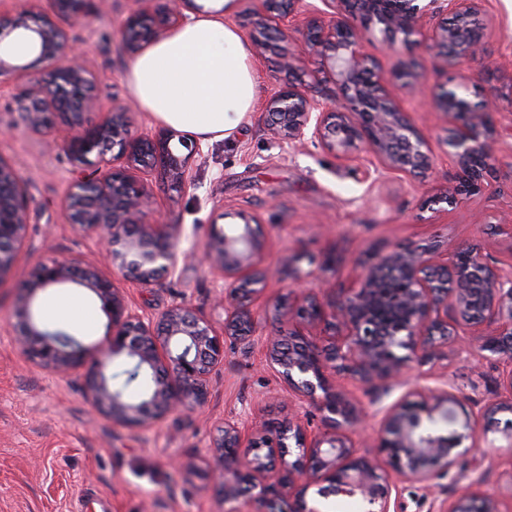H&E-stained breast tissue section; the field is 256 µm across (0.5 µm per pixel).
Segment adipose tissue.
I'll list each match as a JSON object with an SVG mask.
<instances>
[{
	"instance_id": "adipose-tissue-1",
	"label": "adipose tissue",
	"mask_w": 512,
	"mask_h": 512,
	"mask_svg": "<svg viewBox=\"0 0 512 512\" xmlns=\"http://www.w3.org/2000/svg\"><path fill=\"white\" fill-rule=\"evenodd\" d=\"M126 82L154 121L203 141L228 138L257 95L248 47L236 27L210 13L138 56Z\"/></svg>"
}]
</instances>
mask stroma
Returning <instances> with one entry per match:
<instances>
[{"label": "stroma", "instance_id": "35a3bbf8", "mask_svg": "<svg viewBox=\"0 0 512 512\" xmlns=\"http://www.w3.org/2000/svg\"><path fill=\"white\" fill-rule=\"evenodd\" d=\"M136 0H90V10L73 22L71 34L94 74V90L105 106L129 107L134 130L158 126L136 106L126 84L130 60L118 44L121 26L137 9ZM490 54L486 59L442 70L423 43L404 42L373 28L364 49L384 76L403 65L414 66L421 93L395 92L429 139L431 162L416 175L375 173V160L361 154L347 165L311 140L291 145L265 128L267 100L288 80L274 55L252 56L257 84L253 109L230 138L204 143L201 155L188 162L191 184L173 191L159 174L149 178L151 208L179 225L180 260L175 273L144 286L115 274L133 307L156 316L184 304L209 322L224 327L219 305L224 281L201 261L212 227L236 224L239 211H253L263 222L264 266L272 277L254 303L258 334L250 349L225 342L224 360L213 370L205 406L192 416L172 412L144 428H128L94 412L86 400L84 378L60 380L28 363L14 342L13 325L20 285L30 268L52 258L99 262L97 239L74 231L62 203L75 177L61 129L34 131L21 123L15 96L23 81L0 76V156L29 176L33 220L14 267L0 282V512H80L84 493L97 495L94 512H225L218 481L205 457L225 420L237 421L243 433L290 417L317 420L312 405L289 399L280 375L267 362L268 339L287 333L288 322L272 304L289 292L311 290L334 299L351 287L363 268L392 249L441 244L457 251L479 247L494 267L512 265V0H486ZM478 104L496 97L492 123L502 142L498 178L481 193L456 205L424 207L425 199L443 189L455 172L448 156V122L426 103L440 84ZM371 176H364V169ZM75 295L71 318L50 314L56 291L38 292L35 312L50 329L76 336L83 346L105 343L111 330L100 301L87 288L69 285ZM470 352L449 355L436 365H413L406 384L375 383L363 389L343 379L337 386L369 414L359 453L377 455L375 431L396 403L416 399L421 388L445 389L477 405L505 397L502 364L473 366ZM472 439L486 453L476 476L482 490L499 495L503 512H512V496L503 487L512 472L505 436L476 420ZM470 458L434 478L431 488L391 477L398 512H439L467 485Z\"/></svg>", "mask_w": 512, "mask_h": 512}]
</instances>
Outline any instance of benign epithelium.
<instances>
[{
	"instance_id": "obj_1",
	"label": "benign epithelium",
	"mask_w": 512,
	"mask_h": 512,
	"mask_svg": "<svg viewBox=\"0 0 512 512\" xmlns=\"http://www.w3.org/2000/svg\"><path fill=\"white\" fill-rule=\"evenodd\" d=\"M300 0H258L250 23L256 53H274L293 74L265 105L271 134L288 142L305 137L343 162H354L369 151L384 169L417 173L430 163L429 142L410 115L398 108L378 63L363 49L377 22L383 32L405 42L417 37L454 67L487 48V26L480 22L485 0H322L324 8L295 31L300 48L288 42V23ZM192 0H152L124 20L120 48L135 58L172 30L190 21L184 13ZM88 0L33 2V24L0 17V76H27L29 65L14 64L4 40L23 29L36 60L45 64L41 77L30 80L15 97L20 121L33 130L63 125L69 160L92 172L73 180L64 198L66 221L78 232L94 233L107 264L131 274L142 285L155 283L175 269L178 230L148 217V177L156 167L171 186L189 182L188 161L201 153L200 143L179 137L184 156L173 153L174 134L135 133L124 106L103 110L91 93L93 76L69 31L71 21L86 15ZM281 25L272 26V20ZM332 80L341 98L332 103L307 95L301 76ZM429 103L453 118L448 128V155L457 180L428 197L425 206L453 205L489 186L499 151V137L486 124L490 102L476 112L457 91L441 85ZM98 118H90L92 113ZM112 157H107V154ZM0 282L15 265L31 224L28 179L0 157ZM241 223L213 231L203 249L210 268L224 279V331L191 308L175 305L154 318L133 308L115 287L111 275L80 259H50L30 269L20 288L22 324L15 343L26 360L60 379L83 374L89 404L100 414L127 427H141L175 409L200 410L207 400V382L224 359V338L249 343L257 319L253 309L268 282L259 274L264 252L260 219L247 211ZM394 275L408 288L391 296L381 281ZM75 283L101 301L112 323V340L94 353L81 344L64 345L57 332L39 324L34 312L37 292L50 285ZM281 317L300 319L286 336L271 340L268 361L288 391L313 403L323 423L315 433L290 418L247 436L237 422L224 420L209 450V467L220 482L224 502L238 500L244 489L257 491L261 512H326L332 496L354 498L364 512H397L391 508L390 475L429 486L438 474L456 465L453 450L465 438L444 436L439 422L453 424L463 399L446 390L419 394L415 405H394L383 419L380 447L403 449L399 460L358 454L349 433L362 427L366 411L336 390L330 378L340 376L361 386L377 380H398L416 357L425 362L448 356L457 341L474 344L478 360L509 364L502 386L508 397L484 405L486 419L504 415L503 433L512 455V267L489 266L475 249L443 254L401 249L369 267L361 285L343 292L332 303L307 292L275 302ZM323 325L331 333L320 342L306 332ZM408 354L401 355L399 351ZM150 378L147 395L131 400L107 374L115 358ZM471 481L441 512H500L499 498ZM314 497L306 499L309 490Z\"/></svg>"
}]
</instances>
